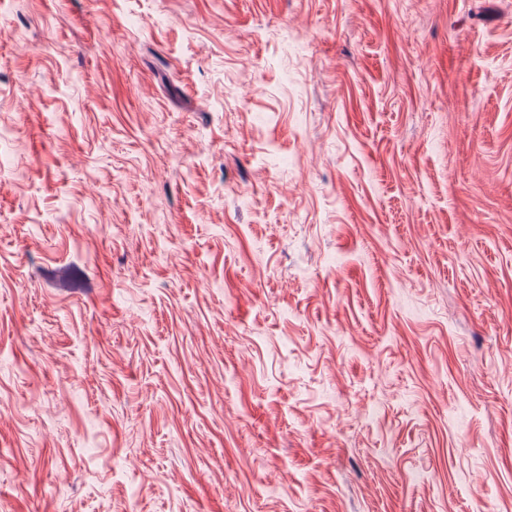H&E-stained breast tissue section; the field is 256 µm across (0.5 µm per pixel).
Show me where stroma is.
<instances>
[{"instance_id":"stroma-1","label":"stroma","mask_w":512,"mask_h":512,"mask_svg":"<svg viewBox=\"0 0 512 512\" xmlns=\"http://www.w3.org/2000/svg\"><path fill=\"white\" fill-rule=\"evenodd\" d=\"M0 512H512V0H0Z\"/></svg>"}]
</instances>
